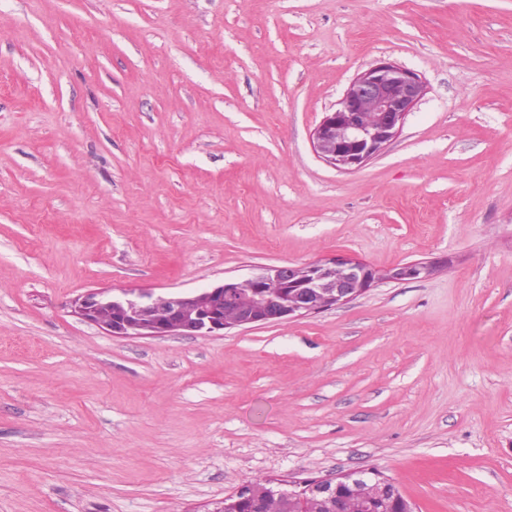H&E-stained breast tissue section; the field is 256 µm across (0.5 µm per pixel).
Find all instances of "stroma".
Returning <instances> with one entry per match:
<instances>
[{
	"instance_id": "obj_1",
	"label": "stroma",
	"mask_w": 512,
	"mask_h": 512,
	"mask_svg": "<svg viewBox=\"0 0 512 512\" xmlns=\"http://www.w3.org/2000/svg\"><path fill=\"white\" fill-rule=\"evenodd\" d=\"M387 59L425 94L363 168L311 133ZM436 262L221 336H114L90 290ZM378 468L512 512V0H0V512H208Z\"/></svg>"
}]
</instances>
